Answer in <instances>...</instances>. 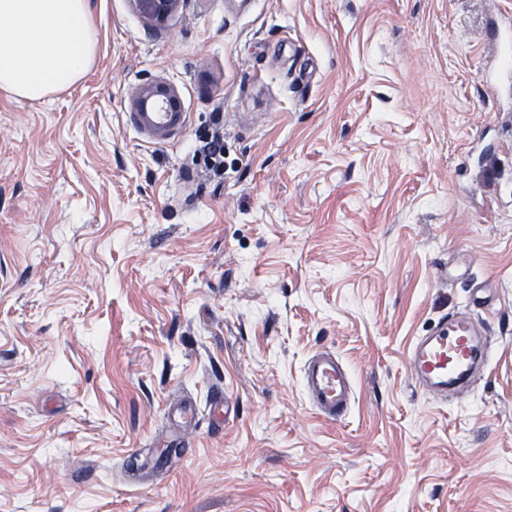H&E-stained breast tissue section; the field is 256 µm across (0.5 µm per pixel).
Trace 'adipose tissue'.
Listing matches in <instances>:
<instances>
[{"label": "adipose tissue", "instance_id": "obj_1", "mask_svg": "<svg viewBox=\"0 0 512 512\" xmlns=\"http://www.w3.org/2000/svg\"><path fill=\"white\" fill-rule=\"evenodd\" d=\"M92 0H0V91L31 101L77 82L96 44Z\"/></svg>", "mask_w": 512, "mask_h": 512}]
</instances>
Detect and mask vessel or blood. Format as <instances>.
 <instances>
[{"mask_svg": "<svg viewBox=\"0 0 512 512\" xmlns=\"http://www.w3.org/2000/svg\"><path fill=\"white\" fill-rule=\"evenodd\" d=\"M500 53L495 62L491 82H498L512 72L508 57L512 56V23L504 22L499 32ZM132 123L156 141L167 140L182 128L181 112H134ZM477 335L472 311L443 317L427 336L415 338L406 353L411 381L418 389L446 396L449 388L470 387L490 357V345L474 347ZM302 384L311 407L321 417L342 420L353 399V381L346 365L334 351L321 349L306 362ZM167 414L176 434L195 426L198 413L193 405L169 407Z\"/></svg>", "mask_w": 512, "mask_h": 512, "instance_id": "1", "label": "vessel or blood"}]
</instances>
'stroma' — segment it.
Wrapping results in <instances>:
<instances>
[{"label":"stroma","mask_w":512,"mask_h":512,"mask_svg":"<svg viewBox=\"0 0 512 512\" xmlns=\"http://www.w3.org/2000/svg\"><path fill=\"white\" fill-rule=\"evenodd\" d=\"M93 5L84 77L0 93V512H512V86L483 82L512 0ZM147 81L186 117L161 143ZM479 286L487 369L417 390L410 343ZM322 348L339 422L302 388ZM214 387L223 429L130 482ZM135 9L152 22L166 20L177 8L179 0H133ZM158 107L162 112H157ZM132 111V123L158 142L181 129L185 120L184 112H179L177 90L153 81L140 86L133 98ZM196 154L203 157L205 164L217 174L224 171V138L214 135L209 139L201 141ZM302 384L318 415L330 421H340L347 415L353 399V381L334 351L321 349L308 359ZM167 414L175 431L174 438L169 444L181 445L182 434L196 425L197 410L191 404H180L170 406L167 409Z\"/></svg>","instance_id":"stroma-1"}]
</instances>
